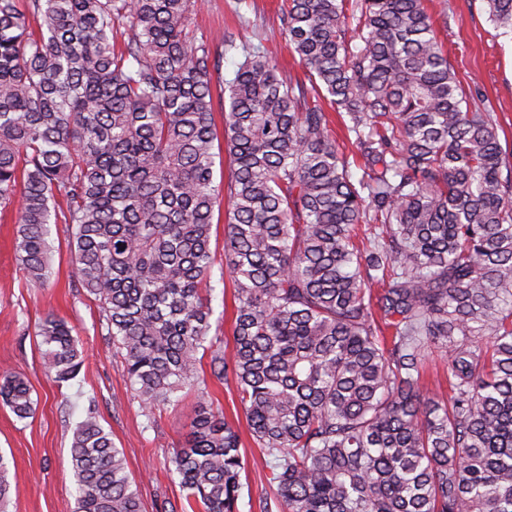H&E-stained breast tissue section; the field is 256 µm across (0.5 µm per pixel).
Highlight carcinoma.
Returning <instances> with one entry per match:
<instances>
[{"label": "carcinoma", "instance_id": "obj_1", "mask_svg": "<svg viewBox=\"0 0 512 512\" xmlns=\"http://www.w3.org/2000/svg\"><path fill=\"white\" fill-rule=\"evenodd\" d=\"M512 30V0H484ZM196 0H0V207L45 285L48 226H71L143 413L235 382L245 424L198 405L168 458L190 508L239 512L243 441L271 457L278 512H512V156L469 106L426 0H284L279 34L305 68L242 48L224 79ZM224 86L228 195L215 184L213 90ZM345 113L360 162L340 150ZM233 349L211 334L215 211ZM374 226L369 245L355 230ZM48 372L74 379L79 341L41 321ZM440 352L448 398L423 393ZM20 420L37 401L0 376ZM77 512H143L94 405L73 432ZM0 455V512L10 498Z\"/></svg>", "mask_w": 512, "mask_h": 512}]
</instances>
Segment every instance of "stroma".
<instances>
[{"instance_id": "stroma-1", "label": "stroma", "mask_w": 512, "mask_h": 512, "mask_svg": "<svg viewBox=\"0 0 512 512\" xmlns=\"http://www.w3.org/2000/svg\"><path fill=\"white\" fill-rule=\"evenodd\" d=\"M280 0H200L190 16L196 35L223 36L259 43L278 27ZM448 60L463 83H476L482 106L497 117L503 148L512 152V32L495 27L484 0H428ZM17 206L0 212V372L23 376L38 406L33 417L18 420L0 405V454L11 462L12 502L9 512H75L76 482L70 446L73 431L88 407L95 405L100 422L122 449L129 474L136 480L144 512H190L184 493L168 472V457L182 441L197 402L181 394L177 404L146 417L126 378L121 354L102 325L93 296L79 288L68 248L70 230L51 227V276L44 287H29L12 249ZM226 211L214 216L212 250L215 286L212 307L223 320L218 335L232 348L231 281L223 277ZM65 319L84 348L76 379L58 383L45 368L36 336L46 315ZM248 459L241 512H265L274 491L266 476L268 457L246 442Z\"/></svg>"}]
</instances>
